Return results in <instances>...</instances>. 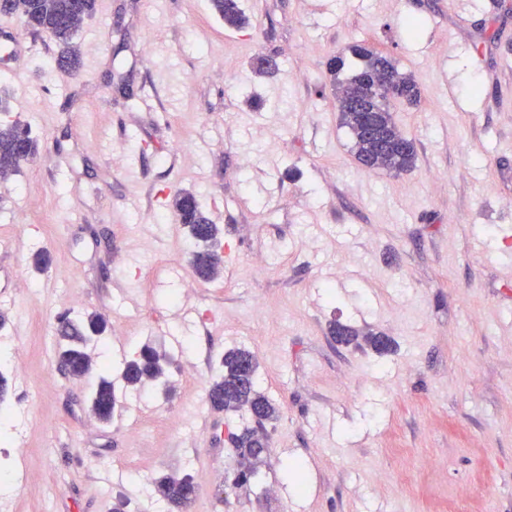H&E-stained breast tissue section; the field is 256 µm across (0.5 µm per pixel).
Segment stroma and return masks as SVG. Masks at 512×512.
<instances>
[{
  "label": "stroma",
  "mask_w": 512,
  "mask_h": 512,
  "mask_svg": "<svg viewBox=\"0 0 512 512\" xmlns=\"http://www.w3.org/2000/svg\"><path fill=\"white\" fill-rule=\"evenodd\" d=\"M242 3L228 29L210 0H105L73 73L12 21L0 124L39 153L0 181V512H165L155 480L187 472L191 512H512V0ZM355 44L421 87L393 106L410 171L351 152L326 62ZM261 55L279 74L252 72ZM180 190L222 229L215 280ZM89 313L109 323L96 363L165 350L173 395L122 389L99 423L55 357L59 317ZM335 321L397 349L338 343ZM237 348L279 410L250 486L227 442L247 413L205 399ZM172 207L178 220L188 229L193 244L192 265L195 274L203 280H213L220 275L221 265L212 261L217 254L220 228L212 224L202 211L196 197L187 191L177 192Z\"/></svg>",
  "instance_id": "stroma-1"
}]
</instances>
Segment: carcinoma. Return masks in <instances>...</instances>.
<instances>
[{"mask_svg":"<svg viewBox=\"0 0 512 512\" xmlns=\"http://www.w3.org/2000/svg\"><path fill=\"white\" fill-rule=\"evenodd\" d=\"M211 7L224 27L240 29L249 19L239 0H210ZM12 8L33 31L54 32L52 40L58 46L55 64L67 71L81 66V56L74 39L83 21L95 10V0H14ZM351 54L361 60L358 68L343 80L337 81L336 106L341 125L347 128L351 151L357 161L370 170L403 173L411 170L417 152L413 139L397 127L390 111V98L375 89L376 82L390 83L397 99L415 105L421 90L413 75L401 69L391 58L365 47L350 48ZM38 152V143L31 132L16 124H0V178L15 175L21 164ZM172 207L180 223L188 229L193 244L192 265L195 274L203 280L220 275L221 265L212 261L217 255L220 228L210 222L196 197L187 191L177 192ZM106 322L88 314L79 319L66 316L57 327L56 359L66 372L77 379L92 374L95 362L91 351L104 339ZM331 335L338 341L351 344L363 341L373 352L382 355L392 350V340L368 327L356 329L334 323ZM125 386L135 389L149 382L156 388H169L171 360L150 345H144L132 358L126 360L121 371ZM87 400L97 418L108 424L112 421L118 397L112 379L105 368L98 370L91 384ZM207 402L215 411L237 412L245 409L254 417V426L239 427L228 433L234 450L235 480L239 485L250 482L256 466L268 452L266 423L278 417L277 407L260 389L258 363L254 355L242 349L225 353L219 361L218 376L207 392ZM191 474L180 477L164 475L155 481L156 495L173 509L187 501L186 490L193 486Z\"/></svg>","mask_w":512,"mask_h":512,"instance_id":"cac0c4a2","label":"carcinoma"}]
</instances>
